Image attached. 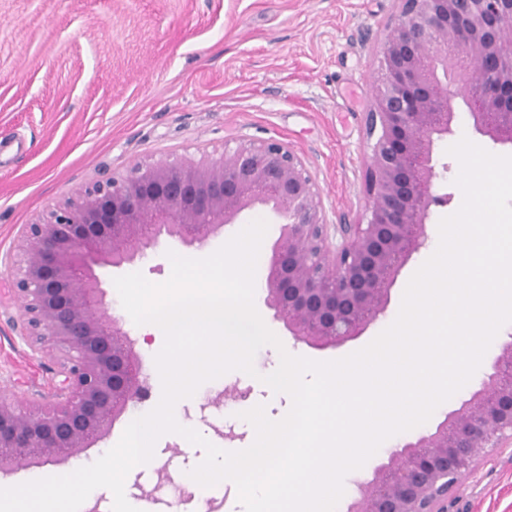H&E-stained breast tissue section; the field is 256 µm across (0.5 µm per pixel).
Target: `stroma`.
Segmentation results:
<instances>
[{
    "mask_svg": "<svg viewBox=\"0 0 512 512\" xmlns=\"http://www.w3.org/2000/svg\"><path fill=\"white\" fill-rule=\"evenodd\" d=\"M399 7V0H0V141L15 147L0 155V397L25 407L56 400L54 362L21 333L23 308L11 292L15 246L24 225L95 180L137 164L216 155L228 145L276 138L304 159L328 223H366V115L380 48ZM452 105L451 132L434 145L433 180L435 194H451L452 202L431 206L425 245L402 268L387 309L358 338L315 349L288 336L257 304L290 354L341 358L395 320L440 219L455 213L462 198L449 146L465 137L493 154L512 153L475 131L463 96ZM257 219L268 223L262 247L270 249L282 218L259 206L225 226L207 251ZM96 273L147 378L149 397L132 409L149 411L162 395L154 357L164 341L144 340L121 305L112 269ZM468 396L459 392L426 423L388 439L348 476L337 512H347L360 484L393 450L433 430ZM260 399L274 407L284 402L232 371L181 400L176 415L215 446L241 448L249 433L239 414ZM124 425L117 419L79 456L30 464L0 477V486L92 464L117 444ZM204 454L180 435L166 436L154 465L127 486V497L138 512H236L232 485H216L209 494L186 486L184 472ZM448 512H512V445L476 462Z\"/></svg>",
    "mask_w": 512,
    "mask_h": 512,
    "instance_id": "35a3bbf8",
    "label": "stroma"
}]
</instances>
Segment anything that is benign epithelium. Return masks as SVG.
I'll list each match as a JSON object with an SVG mask.
<instances>
[{"mask_svg":"<svg viewBox=\"0 0 512 512\" xmlns=\"http://www.w3.org/2000/svg\"><path fill=\"white\" fill-rule=\"evenodd\" d=\"M399 2L367 113L369 217L337 225L340 241L305 162L274 138L137 164L25 225L12 292L24 303L26 335L59 361L58 402L35 411L0 400V474L81 453L148 396L94 267H131L163 235L202 248L258 205L288 216L263 270L264 305L313 348L357 338L386 309L425 244L430 205L449 201L432 193L435 138L454 118L448 79L464 78L476 129L512 145V0ZM507 442L512 341L459 408L374 469L349 512H448L461 477Z\"/></svg>","mask_w":512,"mask_h":512,"instance_id":"7a95c632","label":"benign epithelium"}]
</instances>
